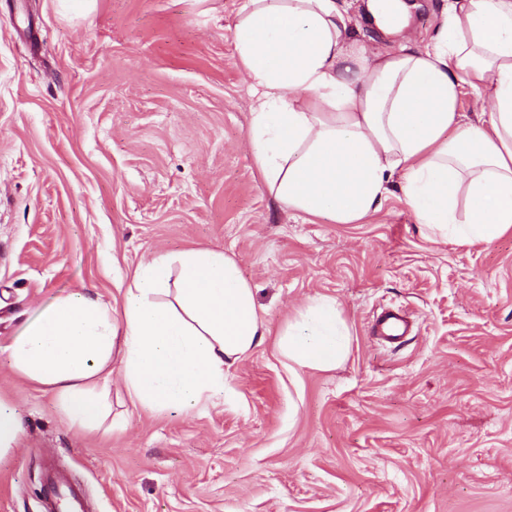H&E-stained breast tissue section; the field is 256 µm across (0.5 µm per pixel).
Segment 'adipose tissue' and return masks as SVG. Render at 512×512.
Listing matches in <instances>:
<instances>
[{
	"label": "adipose tissue",
	"mask_w": 512,
	"mask_h": 512,
	"mask_svg": "<svg viewBox=\"0 0 512 512\" xmlns=\"http://www.w3.org/2000/svg\"><path fill=\"white\" fill-rule=\"evenodd\" d=\"M235 52L258 99L249 143L288 210L333 224L365 219L400 177L434 237L490 243L512 232V0H455L431 45L358 46L336 0H241ZM482 118L458 108L461 83ZM252 289L218 248L139 264L120 305L79 288L5 348L10 371L52 391L78 431L100 430L112 362L140 406L191 411L224 393V367L263 339ZM302 368L349 349L335 300L308 301L278 341Z\"/></svg>",
	"instance_id": "ef3b65f1"
}]
</instances>
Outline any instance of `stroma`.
I'll list each match as a JSON object with an SVG mask.
<instances>
[{
	"label": "stroma",
	"mask_w": 512,
	"mask_h": 512,
	"mask_svg": "<svg viewBox=\"0 0 512 512\" xmlns=\"http://www.w3.org/2000/svg\"><path fill=\"white\" fill-rule=\"evenodd\" d=\"M450 0H418L404 35L337 0L360 45H428ZM234 0H0V347L55 298L121 300L135 267L220 248L250 285L263 341L196 410L109 383L111 432L83 434L52 392L0 364L24 434L0 464V512H42L65 472L89 512H512V233L432 239L393 178L358 224L306 218L265 187ZM350 332L336 369L278 339L310 299ZM405 309L409 343L373 336Z\"/></svg>",
	"instance_id": "35a3bbf8"
}]
</instances>
